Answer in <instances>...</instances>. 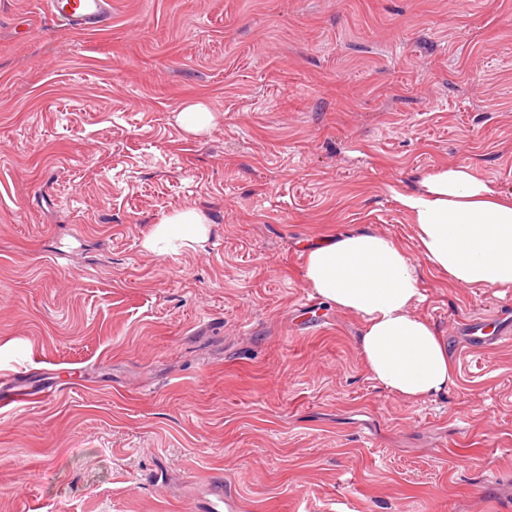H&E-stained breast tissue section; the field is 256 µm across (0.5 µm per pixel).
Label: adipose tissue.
Masks as SVG:
<instances>
[{"label": "adipose tissue", "instance_id": "1", "mask_svg": "<svg viewBox=\"0 0 512 512\" xmlns=\"http://www.w3.org/2000/svg\"><path fill=\"white\" fill-rule=\"evenodd\" d=\"M397 199L413 219L418 253L430 268L463 288H512V200L500 199L466 166L428 173L417 190ZM209 231L203 212L182 208L159 219L144 246L163 256L173 241L199 245ZM303 274L318 297L361 318L366 370L388 392L420 401L454 385L447 342L417 312L418 268L393 237L362 231L327 238L309 250Z\"/></svg>", "mask_w": 512, "mask_h": 512}]
</instances>
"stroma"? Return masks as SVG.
I'll return each instance as SVG.
<instances>
[{"label": "stroma", "mask_w": 512, "mask_h": 512, "mask_svg": "<svg viewBox=\"0 0 512 512\" xmlns=\"http://www.w3.org/2000/svg\"><path fill=\"white\" fill-rule=\"evenodd\" d=\"M455 165L512 198V0H112L90 31L0 0V379L33 393L0 512H210L211 481L224 512H512V288L422 267L456 383L411 402L303 277L344 232L417 257L396 195ZM186 206L208 240L148 252ZM178 120L186 131L198 133L209 126L213 114L201 105H190L179 113Z\"/></svg>", "instance_id": "1"}]
</instances>
